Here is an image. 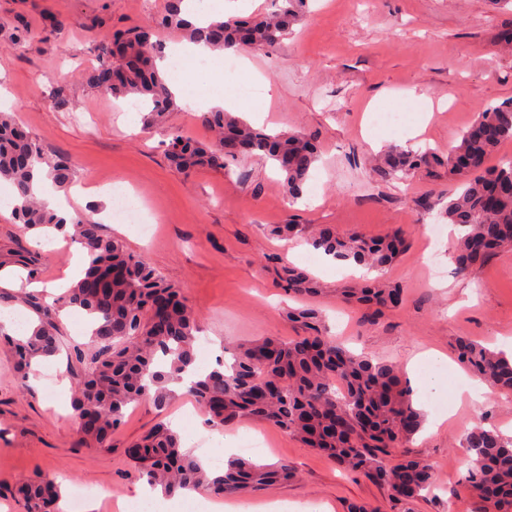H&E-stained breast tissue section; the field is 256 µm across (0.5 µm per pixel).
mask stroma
<instances>
[{
	"mask_svg": "<svg viewBox=\"0 0 512 512\" xmlns=\"http://www.w3.org/2000/svg\"><path fill=\"white\" fill-rule=\"evenodd\" d=\"M166 7L167 0H0V38L17 26L34 33L24 48L0 50V111L12 113L45 152L69 157L77 180L99 186V193L74 201V210L106 215L105 233L180 289L202 319L206 346L197 359L213 364L226 343L301 335L287 315L295 302L276 275L288 264L319 281L320 293L306 304L352 352L402 368L420 356L417 370L408 374L414 399L427 418L442 414L446 420L436 431L420 432L411 445L430 463L437 487L406 512H477L464 481L462 438L478 422L503 433L511 429L512 394L483 389L479 403L447 416L457 390L471 378L457 363L454 345L466 337L512 348V249L457 273L450 236L426 230L442 223L438 205L459 175L418 170L383 180L366 158L389 145L447 155L478 112L512 99V9L490 0H309L302 22L278 48L247 49L250 69L201 77L182 96L180 110L149 125L145 106L128 110L127 100L88 86L85 71L96 61V45L113 29L161 19ZM51 17L64 27L45 41L39 33ZM260 76L267 85L253 101L265 115L249 112L246 120L273 131L307 132L319 150L304 196L294 203L282 176L264 163L241 158L221 170L186 173L166 155L174 136L210 140L201 102L237 98L242 83ZM62 95L63 107L57 104ZM387 109L403 112L404 122L378 123L377 112ZM107 186L134 192L138 214L121 210L104 194ZM12 196V187L0 182V257L33 247L43 281H73L70 244H31V232L14 220ZM428 197L435 208L422 206ZM145 221L155 225L149 240L139 231ZM279 224L300 230L286 240L272 233ZM316 224L367 238L404 229L407 246L382 273L385 282L403 287L402 305L378 324H360L358 308L340 296L363 271L327 264L308 242ZM61 332L60 354L45 363L67 385L54 395L44 383L21 381L0 350V512H26L14 490L37 476L107 488L110 495L97 512H120L137 503L139 486L123 450L159 418L169 419L195 447L206 442V413L182 393L162 413L147 400L130 405L109 447L79 445L74 417L61 408L75 385L67 356L88 341L85 317L71 312ZM423 375L438 378L441 390L420 389ZM229 430L261 443L252 460L291 466L296 477L242 497L224 496V503L285 505L290 512H320L327 503L332 512H347L349 503L362 502L392 512L382 487L340 469L290 433L250 418Z\"/></svg>",
	"mask_w": 512,
	"mask_h": 512,
	"instance_id": "1",
	"label": "stroma"
}]
</instances>
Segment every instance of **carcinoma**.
<instances>
[{"label":"carcinoma","mask_w":512,"mask_h":512,"mask_svg":"<svg viewBox=\"0 0 512 512\" xmlns=\"http://www.w3.org/2000/svg\"><path fill=\"white\" fill-rule=\"evenodd\" d=\"M183 2L170 0L158 28H129L100 42L97 64L89 72L90 85L100 93L142 99L149 108L145 118L149 125L178 109V100L156 67L161 30L178 31L192 43L215 49L245 43L272 48L293 32L307 4V0H279L271 15L198 25L184 17ZM120 40L126 44V54L115 57L113 43ZM203 120L214 133L212 141L176 136L167 145V156L177 168L222 169L229 159L252 158L271 164L284 176L289 199L300 198L319 157L306 134L267 132L221 110L203 113ZM505 139H512V100L484 108L445 159L429 150L393 146L371 165L385 178L404 177L421 168L434 173L445 164L463 177L460 187L448 192L443 208L448 223L461 229L452 257L463 274L495 252L512 248V161L484 171L486 160ZM43 165L56 189L64 190L73 181L71 164L46 153L11 114L0 112V180L14 190L16 217L29 230L62 233L64 221L33 190L35 174ZM72 226L69 239L80 244L87 260L80 279L51 305L34 295L1 291L0 309L22 305L36 315L37 324L28 334L12 336L0 330V341L26 380L36 361L61 351V309L76 308L94 320L90 346L74 351L75 361L82 365L75 372L79 383L75 413L92 410L99 421L97 429L82 432V441L109 447L112 431L121 425L130 404L149 400L162 412L175 396L172 385L191 375L188 391L217 429L242 417L271 423L355 476L383 486L395 507L433 488L430 464L399 452L420 431L423 418L414 406L409 380L395 365L350 352L328 335L314 310L301 309L292 318L302 324L304 335L238 345L231 350L232 363L226 366L220 360L216 368L202 371L195 357L200 318L180 290L159 278L120 239L104 233L94 212L75 215ZM312 245L335 258L380 271L399 254L404 235L344 237L325 227L313 235ZM115 266L126 268L127 275L105 280ZM282 281L295 295L320 291L317 281L303 270L286 268ZM402 299L403 288L379 280L345 293V300L358 305L368 323L398 307ZM457 359L491 389L512 392V355L461 339ZM135 447L141 449L140 456L131 458L138 478L169 495L203 489L224 496L286 483L294 476L286 464L261 465L242 457L208 470L183 449L181 436L162 420ZM462 447L468 488L482 512H512V436L476 424L465 432ZM28 487L24 500L28 512H58L59 488L54 481L34 479Z\"/></svg>","instance_id":"cac0c4a2"}]
</instances>
